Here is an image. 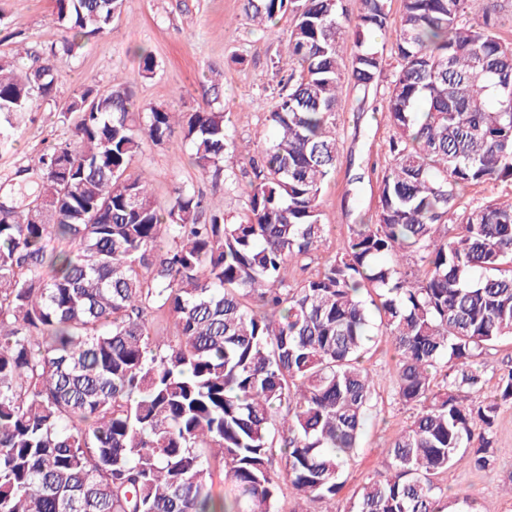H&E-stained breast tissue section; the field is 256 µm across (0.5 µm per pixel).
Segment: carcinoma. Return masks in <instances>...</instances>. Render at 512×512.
Wrapping results in <instances>:
<instances>
[{"label":"carcinoma","mask_w":512,"mask_h":512,"mask_svg":"<svg viewBox=\"0 0 512 512\" xmlns=\"http://www.w3.org/2000/svg\"><path fill=\"white\" fill-rule=\"evenodd\" d=\"M387 2L355 0L351 16L342 0H246L250 21L292 23L243 221L186 185L160 202L130 173L148 144L177 136L201 173L222 175L223 110L143 105L123 82L73 97V142L39 157L28 203L0 202V512H279V458L299 512L335 500L375 392L363 365L375 320L413 416L349 512H444L449 468L464 457L492 468L512 359L493 398L473 394L478 360L512 339V199L460 209L457 198L512 183L505 0H402L396 20ZM123 6L55 0L64 54ZM378 36L398 69L375 220L290 281V264L323 242L340 91L348 77L375 82ZM55 71L19 73L1 57L0 117L53 99ZM156 311L175 329L163 345Z\"/></svg>","instance_id":"carcinoma-1"}]
</instances>
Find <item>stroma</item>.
I'll return each mask as SVG.
<instances>
[{"label":"stroma","mask_w":512,"mask_h":512,"mask_svg":"<svg viewBox=\"0 0 512 512\" xmlns=\"http://www.w3.org/2000/svg\"><path fill=\"white\" fill-rule=\"evenodd\" d=\"M54 0H0V55L15 46L27 48L21 68L32 69L51 60L66 37L53 20ZM244 0H124L121 17L110 31L92 38L57 74L56 100L34 104L29 112L0 127V198L10 197L19 167L34 165L51 145L71 137L64 108L74 93L107 89L126 82L135 99L176 112H191L207 101L227 112L234 150L224 167L239 182L235 188L215 186L210 175L193 164L191 149L180 139L148 146L132 172L148 170L154 196L161 201L189 184L200 190L210 208L236 220L247 215L242 189L253 180L244 147L265 122L274 103L277 78L272 68L284 50L290 16L260 27L246 19ZM147 48L158 67L152 77L141 74L138 48ZM384 69L369 89L346 82L336 113L340 162L322 191L325 241L296 278L317 272L323 261L340 253L352 225L374 217L382 174L389 162L393 134L385 118L386 93L397 69L391 49H384ZM379 379L370 416L359 448L335 501L316 505V512H348L351 498L375 472L383 470L385 452L409 423L411 412L395 395L391 377L394 351L381 341L365 358ZM501 454L494 470L473 472L459 463L444 479L449 493L467 494L477 512H512V404L502 406L493 433Z\"/></svg>","instance_id":"stroma-1"}]
</instances>
